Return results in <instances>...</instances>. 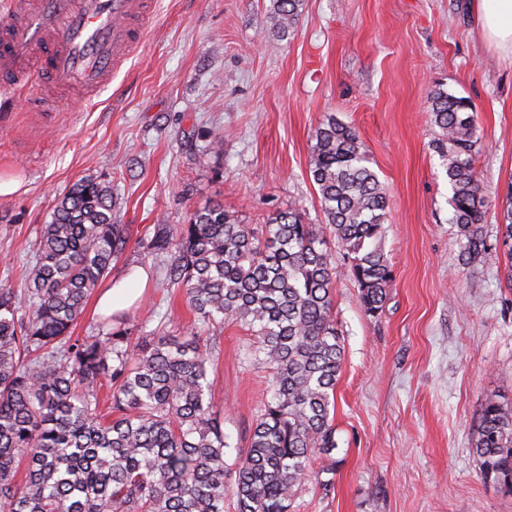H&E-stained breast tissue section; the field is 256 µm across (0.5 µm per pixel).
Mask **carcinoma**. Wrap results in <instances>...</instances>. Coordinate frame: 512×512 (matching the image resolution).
I'll use <instances>...</instances> for the list:
<instances>
[{
  "label": "carcinoma",
  "instance_id": "carcinoma-1",
  "mask_svg": "<svg viewBox=\"0 0 512 512\" xmlns=\"http://www.w3.org/2000/svg\"><path fill=\"white\" fill-rule=\"evenodd\" d=\"M302 2L272 0L281 36ZM429 103L463 261L502 262L512 284V182L493 250L485 241L492 199L474 166L482 143L475 106L441 89ZM314 140L310 175L325 224L290 207L259 234L209 203L186 224L155 225L150 246L166 257L163 290H182L197 315L199 330L188 336L149 328L152 306L134 346L124 328L74 335L128 233L113 221L116 201L104 183L81 180L57 203L35 242L26 292L0 287V512H224L229 493L236 512H291L311 459L336 448L344 347L324 227L366 312L382 310L391 281L377 244L389 196L359 134L330 117ZM226 323L257 337L254 359L272 376L271 399L231 464L208 375ZM472 448L485 476L512 484V409L486 398Z\"/></svg>",
  "mask_w": 512,
  "mask_h": 512
}]
</instances>
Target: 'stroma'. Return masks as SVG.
<instances>
[{
    "label": "stroma",
    "instance_id": "stroma-1",
    "mask_svg": "<svg viewBox=\"0 0 512 512\" xmlns=\"http://www.w3.org/2000/svg\"><path fill=\"white\" fill-rule=\"evenodd\" d=\"M145 37L110 86L82 102L49 77L22 91L0 125V285L24 291L33 246L79 180L108 183L129 242L111 277L138 270L146 290L118 317L134 328L155 305L163 333L194 329L182 295L164 297L149 248L158 224L223 203L263 228L294 206L324 216L309 176L318 125L356 128L389 192L380 245L392 273L378 315L345 272L334 310L344 346L336 449L319 455L293 512H512V486L483 474L471 450L486 398L512 408V288L497 266L458 261L451 191L432 146L428 98L441 88L477 108L476 168L490 192L512 181V56L481 35L472 0H303L275 40L272 0H152ZM220 130L221 152L208 135ZM247 328L225 325L209 368L228 457L247 447L270 399Z\"/></svg>",
    "mask_w": 512,
    "mask_h": 512
}]
</instances>
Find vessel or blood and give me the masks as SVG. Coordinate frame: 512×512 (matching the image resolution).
<instances>
[{"label":"vessel or blood","instance_id":"1","mask_svg":"<svg viewBox=\"0 0 512 512\" xmlns=\"http://www.w3.org/2000/svg\"><path fill=\"white\" fill-rule=\"evenodd\" d=\"M149 0H25L0 26V101L14 102L40 69L62 90L97 94L137 48L129 23Z\"/></svg>","mask_w":512,"mask_h":512}]
</instances>
